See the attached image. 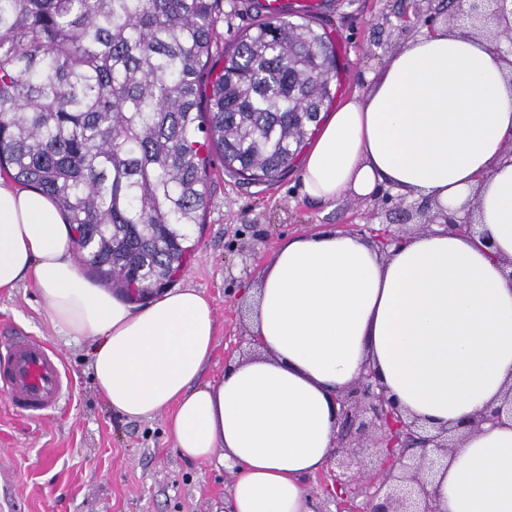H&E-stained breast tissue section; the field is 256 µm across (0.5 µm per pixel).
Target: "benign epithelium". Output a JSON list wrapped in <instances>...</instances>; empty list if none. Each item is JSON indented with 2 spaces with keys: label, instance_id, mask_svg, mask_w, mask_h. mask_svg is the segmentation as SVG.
I'll use <instances>...</instances> for the list:
<instances>
[{
  "label": "benign epithelium",
  "instance_id": "obj_1",
  "mask_svg": "<svg viewBox=\"0 0 512 512\" xmlns=\"http://www.w3.org/2000/svg\"><path fill=\"white\" fill-rule=\"evenodd\" d=\"M466 16L485 26L492 23L490 32L499 43H512V0H468ZM424 217L423 227L439 224L447 231L473 233L470 216L459 218L435 205L419 209ZM373 241L383 252L391 246H400L405 236L389 228L370 230ZM336 449L381 448L379 476L381 486L395 483L383 497L372 505L369 512H437L430 491L432 480L425 470L426 456H446L459 447L460 438L452 429L432 433L416 419L405 416L385 394L373 371L361 375L348 390L337 398ZM512 418V389L501 403L470 422L477 427L486 421Z\"/></svg>",
  "mask_w": 512,
  "mask_h": 512
}]
</instances>
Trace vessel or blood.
Returning a JSON list of instances; mask_svg holds the SVG:
<instances>
[{"label":"vessel or blood","mask_w":512,"mask_h":512,"mask_svg":"<svg viewBox=\"0 0 512 512\" xmlns=\"http://www.w3.org/2000/svg\"><path fill=\"white\" fill-rule=\"evenodd\" d=\"M324 6V0H261L260 10L267 17L312 16ZM0 393L16 412L35 420L65 404L69 375L48 344L33 336H17L0 353Z\"/></svg>","instance_id":"1"}]
</instances>
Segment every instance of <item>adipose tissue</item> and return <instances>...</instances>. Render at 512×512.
Masks as SVG:
<instances>
[{"label": "adipose tissue", "instance_id": "adipose-tissue-1", "mask_svg": "<svg viewBox=\"0 0 512 512\" xmlns=\"http://www.w3.org/2000/svg\"><path fill=\"white\" fill-rule=\"evenodd\" d=\"M512 55L426 30L367 93L338 103L302 160L305 194L332 206L379 186L458 215L381 252L329 227L290 239L250 290L259 355L201 382L217 330L192 287L148 305L80 271L70 227L38 191L0 182V290L33 282L60 335L93 339L92 376L113 411L168 413L175 449L230 471L233 512H315L306 480L336 437V398L365 368L429 429L496 406L512 384ZM439 512H512V421L466 433L437 470Z\"/></svg>", "mask_w": 512, "mask_h": 512}]
</instances>
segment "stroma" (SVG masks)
Returning a JSON list of instances; mask_svg holds the SVG:
<instances>
[{"label": "stroma", "mask_w": 512, "mask_h": 512, "mask_svg": "<svg viewBox=\"0 0 512 512\" xmlns=\"http://www.w3.org/2000/svg\"><path fill=\"white\" fill-rule=\"evenodd\" d=\"M251 2L224 0L217 34L225 48L260 21ZM313 23L336 45L340 73L331 89L338 100L366 93L369 76L422 30L456 28L452 12L421 14L415 0H339ZM300 175L296 169L272 184L245 188L221 166L210 173L209 206L192 228L197 251L174 282L203 291L215 310V347L202 381L221 378L229 361L248 354L243 288L283 240L328 225L377 226L396 205L412 217L395 219L393 230L406 235L419 227L418 201L381 191L330 208L303 195ZM21 335L38 337L60 354L71 395L62 409L37 421L15 416L0 397V512H229L231 476L183 458L167 413L129 420L113 412L92 380L91 341L58 335L30 284L0 291V345Z\"/></svg>", "instance_id": "stroma-1"}]
</instances>
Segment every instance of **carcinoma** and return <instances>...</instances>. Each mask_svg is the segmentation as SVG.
Here are the masks:
<instances>
[{"label":"carcinoma","instance_id":"obj_1","mask_svg":"<svg viewBox=\"0 0 512 512\" xmlns=\"http://www.w3.org/2000/svg\"><path fill=\"white\" fill-rule=\"evenodd\" d=\"M223 0H0V173L66 214L82 264L129 300L194 250L213 158L241 185L296 166L336 49L271 17L228 52Z\"/></svg>","mask_w":512,"mask_h":512}]
</instances>
